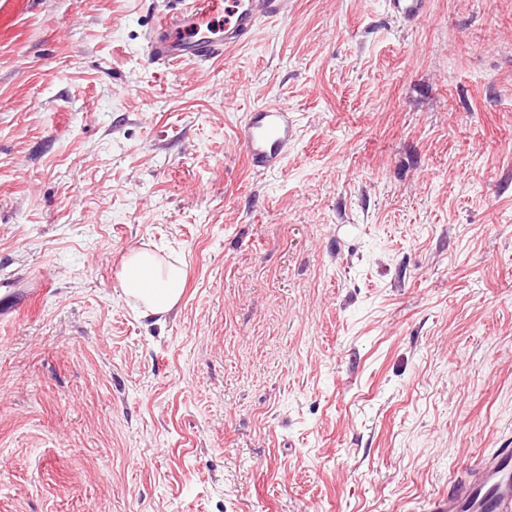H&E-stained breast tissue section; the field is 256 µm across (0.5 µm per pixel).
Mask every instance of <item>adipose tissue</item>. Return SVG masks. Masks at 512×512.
<instances>
[{
  "mask_svg": "<svg viewBox=\"0 0 512 512\" xmlns=\"http://www.w3.org/2000/svg\"><path fill=\"white\" fill-rule=\"evenodd\" d=\"M184 279L181 262H166L146 250L129 251L119 277L123 294L142 306V317L161 316L177 307Z\"/></svg>",
  "mask_w": 512,
  "mask_h": 512,
  "instance_id": "1",
  "label": "adipose tissue"
}]
</instances>
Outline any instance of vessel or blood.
Listing matches in <instances>:
<instances>
[{
  "label": "vessel or blood",
  "instance_id": "vessel-or-blood-1",
  "mask_svg": "<svg viewBox=\"0 0 512 512\" xmlns=\"http://www.w3.org/2000/svg\"><path fill=\"white\" fill-rule=\"evenodd\" d=\"M146 35L154 63L207 62L225 48L249 42L262 19L288 13V0H176ZM397 18H423L427 0H386ZM293 119L287 107L269 103L250 112L242 128L246 153L256 167L278 166L288 152ZM422 512H512V448L486 454L447 493L431 497Z\"/></svg>",
  "mask_w": 512,
  "mask_h": 512
}]
</instances>
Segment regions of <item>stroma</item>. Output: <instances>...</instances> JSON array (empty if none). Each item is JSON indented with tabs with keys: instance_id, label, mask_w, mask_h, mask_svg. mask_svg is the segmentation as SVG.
I'll use <instances>...</instances> for the list:
<instances>
[{
	"instance_id": "1",
	"label": "stroma",
	"mask_w": 512,
	"mask_h": 512,
	"mask_svg": "<svg viewBox=\"0 0 512 512\" xmlns=\"http://www.w3.org/2000/svg\"><path fill=\"white\" fill-rule=\"evenodd\" d=\"M165 9L0 34V512H415L512 446V0H291L160 67ZM132 248L183 259L169 314ZM386 3L393 15L412 24L425 15L427 0H386ZM290 114L287 107L269 103L247 115L242 135L253 166L274 168L285 158L292 140ZM184 279L182 262H166L146 250H130L119 277L123 294L142 306L141 316L169 313L177 307Z\"/></svg>"
}]
</instances>
